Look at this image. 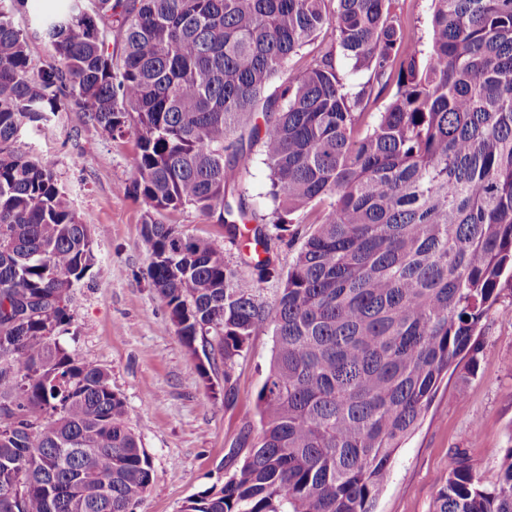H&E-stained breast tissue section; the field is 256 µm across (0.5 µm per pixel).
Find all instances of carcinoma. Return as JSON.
I'll list each match as a JSON object with an SVG mask.
<instances>
[{"mask_svg": "<svg viewBox=\"0 0 512 512\" xmlns=\"http://www.w3.org/2000/svg\"><path fill=\"white\" fill-rule=\"evenodd\" d=\"M402 2L56 0L37 18L51 49L37 66L14 21L25 0H0V512H136L153 481L107 370L55 338L92 242L51 162L15 144L70 110L134 136V191L153 212L217 218L258 271L143 224L179 340L224 358V408L272 326L259 429L244 425L224 487L184 512H373L442 380L475 376L476 331L512 281V0H431L428 46ZM257 157L261 220L234 180ZM299 239L284 274L272 246ZM498 467L489 489L459 456L434 512H512V447Z\"/></svg>", "mask_w": 512, "mask_h": 512, "instance_id": "cac0c4a2", "label": "carcinoma"}]
</instances>
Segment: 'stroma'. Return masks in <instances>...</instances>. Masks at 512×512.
<instances>
[{"label":"stroma","instance_id":"35a3bbf8","mask_svg":"<svg viewBox=\"0 0 512 512\" xmlns=\"http://www.w3.org/2000/svg\"><path fill=\"white\" fill-rule=\"evenodd\" d=\"M20 151L49 160L80 221L87 224L95 264L73 291V322L60 343L99 364L125 400L127 417L146 448L154 480L137 512H182L188 501L224 485V456L251 420L273 346L258 328L237 367L238 400L224 409L214 394L224 384L218 352L190 353L152 287L142 237L148 207L133 190L132 135L109 137L82 113L61 112L28 128ZM184 232L222 241L228 260L246 276L242 244L224 239L215 220L189 207L161 214ZM208 378H201L200 366ZM455 378L441 384L417 431L396 452L375 512H434L455 452H465L486 487L499 478L500 451L512 445V287L501 288L479 337L478 368L458 399Z\"/></svg>","mask_w":512,"mask_h":512}]
</instances>
